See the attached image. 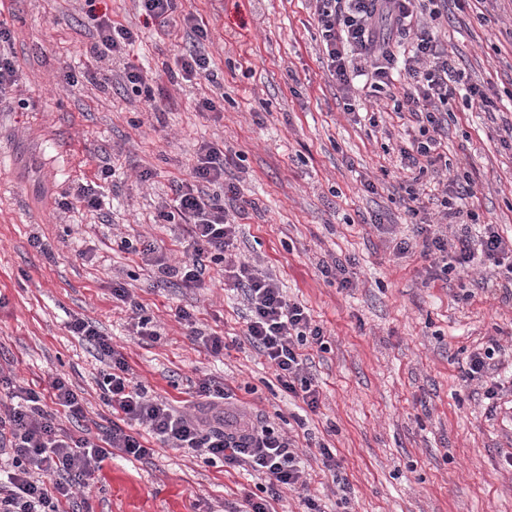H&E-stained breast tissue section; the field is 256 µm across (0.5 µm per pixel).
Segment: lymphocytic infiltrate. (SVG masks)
Here are the masks:
<instances>
[{
    "mask_svg": "<svg viewBox=\"0 0 512 512\" xmlns=\"http://www.w3.org/2000/svg\"><path fill=\"white\" fill-rule=\"evenodd\" d=\"M98 0H84L86 16L94 22L97 41L91 52L114 60L123 58L137 35L97 10ZM318 29L329 62V73L343 97L352 94V78L365 77L371 96L388 93L392 110L407 113L419 125V136L400 154L406 170L433 172L448 177L451 189L440 205L443 219H461L460 227L446 231L421 220L419 196L405 186L407 211L415 223L412 233L396 242L398 254L417 253L428 266L429 279L446 277L451 265L467 269L490 264L506 267L504 295H512V241H506L493 225L480 236L469 226L479 222L476 212L462 213L460 201L473 197L468 175L455 173L442 151L440 135L446 122L451 84L458 73L454 58L429 26L438 18V0H314ZM410 36L406 56L397 57L390 34ZM402 66L405 85L391 93L392 72ZM228 157L217 145L201 143L195 153L189 179L174 182L171 210L163 221L186 226L183 259L169 263L155 244L145 239H122L121 247L154 265L165 278L178 279L183 287L203 284L207 264L219 265L224 282L240 291L249 314L245 334L257 352L274 369L281 389L317 411L320 391L305 367L301 349L324 341V329L305 307L287 299L275 280L233 257L231 247L238 233V211L225 208V199L240 200L238 184L225 182ZM222 186V193H208V186ZM68 328L101 355V399L114 423L101 442L65 429L63 419L82 420V399L61 377L46 392L17 384L8 390L17 403L0 415V512H87L86 501L77 500V489L88 487L105 459L123 455L142 460L151 455L150 441L221 462L229 469H250L264 475L263 498H247L244 512H274L272 503L283 490L296 487L302 472L293 439L269 422L253 419L234 407L232 395L215 382L199 380L193 412L175 410L170 403L151 396L133 382L129 365L111 338L84 318L71 319ZM506 350L498 342L471 352L464 373L466 383L476 385L481 397L499 406L508 388L500 378Z\"/></svg>",
    "mask_w": 512,
    "mask_h": 512,
    "instance_id": "f902f5d3",
    "label": "lymphocytic infiltrate"
}]
</instances>
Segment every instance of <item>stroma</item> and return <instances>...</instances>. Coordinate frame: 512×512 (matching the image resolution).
Instances as JSON below:
<instances>
[{
  "instance_id": "stroma-1",
  "label": "stroma",
  "mask_w": 512,
  "mask_h": 512,
  "mask_svg": "<svg viewBox=\"0 0 512 512\" xmlns=\"http://www.w3.org/2000/svg\"><path fill=\"white\" fill-rule=\"evenodd\" d=\"M176 5L204 21L222 88L183 80L177 58L192 37L147 19L138 0L98 8L137 32L124 61L152 76L147 96L102 81L112 63L89 52L97 36L82 0H0L15 68L0 96V369L38 391L65 378L84 399L91 437L104 436L112 415L97 385L103 364L69 332L78 315L111 337L136 382L176 409L188 411L194 382L209 378L295 439L321 512H512L501 458L512 448V410L489 415L461 373L489 340L512 346V301L455 271L429 281L425 259L394 251L411 231L395 189L411 178L399 150L418 134L414 119L385 112L370 125L362 99L347 113L310 0ZM438 8L441 39L495 105L488 113L450 99L443 149L474 182L464 209L510 239L512 138L502 125L512 120V0ZM220 93V111H195L196 99ZM204 141L231 153L225 177L255 202L239 221L243 258L324 328L325 348L302 349L320 386L316 412L280 391L244 334L246 301L221 275L181 288L119 248L140 234L180 258L185 228L159 213ZM109 164L114 177L101 178ZM368 180L375 192L365 191ZM83 189L102 195V213L83 207ZM338 258L352 259L354 287L321 275ZM116 283L157 340L133 332L131 310L112 297ZM179 307L228 341L223 356L191 343L174 317ZM320 442L335 448L336 471L315 458ZM265 485L257 472L159 446L146 460H106L85 497L89 512H223Z\"/></svg>"
}]
</instances>
